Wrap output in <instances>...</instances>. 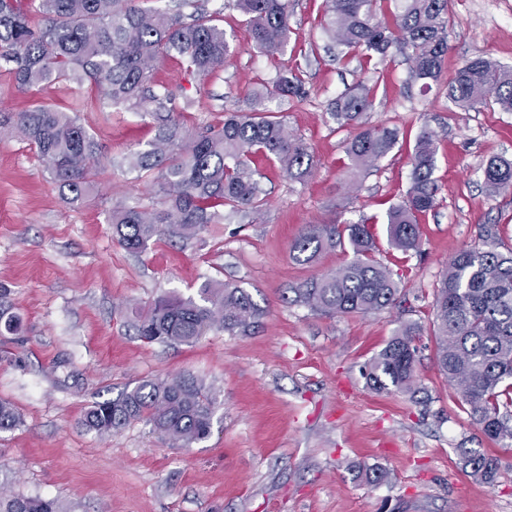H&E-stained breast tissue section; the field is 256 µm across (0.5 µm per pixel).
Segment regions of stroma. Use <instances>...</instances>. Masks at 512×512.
Here are the masks:
<instances>
[{
    "instance_id": "stroma-1",
    "label": "stroma",
    "mask_w": 512,
    "mask_h": 512,
    "mask_svg": "<svg viewBox=\"0 0 512 512\" xmlns=\"http://www.w3.org/2000/svg\"><path fill=\"white\" fill-rule=\"evenodd\" d=\"M223 27L231 54L219 75H187L179 57L158 63L152 88L194 130L221 126L225 114L278 71L300 69L308 98L273 102L314 156L299 183L275 161L251 168L264 200L258 220L227 215L201 239H162L136 255L115 240L116 203L156 206L153 179L130 171L131 153L155 136L150 117L102 104L91 85L54 81L23 90L0 61V120L40 105L78 109L102 162L89 198L69 203L34 147L0 137V287L18 332L0 331V400L23 419L0 433V485L55 500L62 512H512V447L488 441L437 367L430 332L435 293L449 259L494 228L512 248V192L488 196L483 168L512 159V112H470L448 101L444 82L409 85L402 55L385 62L343 60L327 52L324 0H295L287 46L268 55L252 44L234 0H197ZM445 77L483 56L512 69V0H450ZM375 90L367 122L397 128L392 152L348 196L340 164L353 127L328 112L348 86ZM434 132L436 206L419 218L421 248L406 255L386 237V213L409 187L410 159L422 129ZM366 222L376 261L401 289L399 305L333 318L294 302L293 290L352 257L349 243L301 265L290 244L307 224ZM208 279L238 285L265 310L247 336L212 332L192 345L146 342L132 306L166 292L195 295ZM421 326L417 383L425 400L370 390L362 374L402 322ZM190 373L217 396L210 436L172 446L133 422L110 436L81 428L84 408L144 379ZM497 458L495 486L459 468V451ZM378 467L388 482L358 475Z\"/></svg>"
}]
</instances>
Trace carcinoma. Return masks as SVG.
Masks as SVG:
<instances>
[{"mask_svg": "<svg viewBox=\"0 0 512 512\" xmlns=\"http://www.w3.org/2000/svg\"><path fill=\"white\" fill-rule=\"evenodd\" d=\"M136 2L0 0V59L12 65L10 73L21 89L53 80H87L101 100L152 117L155 138L149 148L132 155L130 165L145 177L156 175L162 206L111 209L113 234L121 246L143 253L162 238L191 243L208 225L222 223L226 209L260 215L263 199L250 169L253 155L277 160L289 177L300 181L311 174L314 158L284 117L268 106L276 100L306 98L295 71L278 72L232 111L223 126L186 130L182 113L167 109L164 98L150 89V70L176 54L192 75L210 78L224 69L230 54L226 34L204 8H195L187 17L179 10L142 8ZM378 2L326 0L322 28L329 42L344 47L348 55L359 53L381 63L393 50L405 53L410 82L430 89L440 81L448 53V0H394L392 27L377 20ZM236 5L260 52L273 55L286 46L293 0H236ZM36 15L45 19V26L35 25ZM448 99L464 112L494 106L512 112V70L485 57L470 59L448 83ZM372 102L373 90L357 84L329 104L338 123L359 129L346 147L343 177L354 190L399 138L395 128L363 122ZM1 130L33 145L66 199L83 202L100 154L75 113L37 106L19 113L13 122L0 121ZM434 137L430 130L417 136L411 186L405 199L387 211L388 242L405 254L419 251L418 217L436 205ZM483 176L490 196L512 190V160L490 158ZM344 239L352 248V259L293 289L295 302L329 318L370 314L394 305L399 285L391 271L373 259L376 239L368 224H308L291 243L292 257L311 264ZM263 317L264 310L245 289L208 280L196 298L158 296L137 314L134 328L148 342L192 344L213 330L248 335ZM432 326L438 367L467 406L472 424L489 440L512 445V248L501 251L495 230L486 229L482 244L460 249L448 262L436 291ZM419 331L416 322L402 324L371 359L365 370L370 389L416 397ZM215 408L216 398L203 382L181 374L142 380L115 398L92 402L81 424L88 432L107 436L143 420L166 440L189 448L209 437ZM20 426L15 408L0 401V432ZM460 460L475 479L490 486L497 482V459L477 448H463ZM0 512L61 510L51 499L1 492Z\"/></svg>", "mask_w": 512, "mask_h": 512, "instance_id": "obj_1", "label": "carcinoma"}]
</instances>
